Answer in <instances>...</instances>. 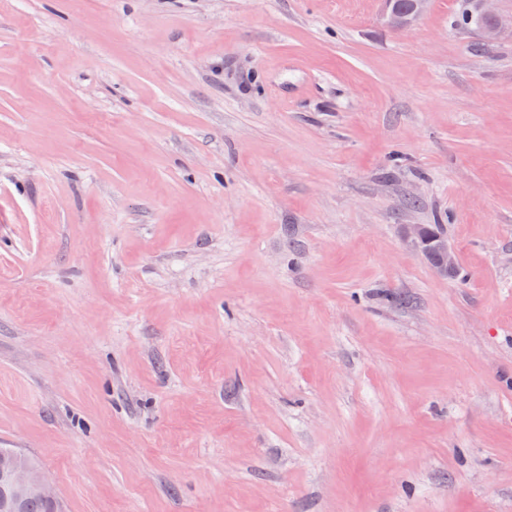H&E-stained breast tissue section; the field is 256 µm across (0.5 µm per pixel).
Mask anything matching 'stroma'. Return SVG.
I'll list each match as a JSON object with an SVG mask.
<instances>
[{
    "label": "stroma",
    "mask_w": 512,
    "mask_h": 512,
    "mask_svg": "<svg viewBox=\"0 0 512 512\" xmlns=\"http://www.w3.org/2000/svg\"><path fill=\"white\" fill-rule=\"evenodd\" d=\"M474 5L0 0V448L63 512H512V29ZM384 10L381 23L393 32L408 30L427 10L430 0H407V6L400 0H383ZM495 0L478 1L477 27L489 40L496 39L503 27V15H501L490 4ZM433 231L442 229V224H432ZM425 224L404 225V238L413 251L422 257L435 254L436 260L430 266L436 276L450 279L457 268L455 251L448 245V238L443 234L432 232Z\"/></svg>",
    "instance_id": "obj_1"
}]
</instances>
